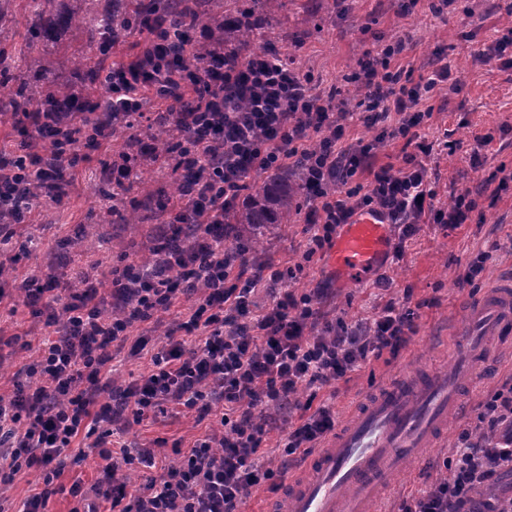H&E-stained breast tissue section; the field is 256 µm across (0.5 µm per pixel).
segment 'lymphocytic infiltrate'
Instances as JSON below:
<instances>
[{"label":"lymphocytic infiltrate","mask_w":512,"mask_h":512,"mask_svg":"<svg viewBox=\"0 0 512 512\" xmlns=\"http://www.w3.org/2000/svg\"><path fill=\"white\" fill-rule=\"evenodd\" d=\"M403 49L399 41L381 45L361 62L360 88L371 113L367 125L377 130L372 140L354 136L349 112L335 109L284 59L259 54L240 65L225 61L218 46L196 69L190 80L193 103L166 115L192 133L182 165L203 169L194 191L176 205L177 222L196 228L194 241L174 252L155 247L151 263L113 269L107 282L82 271L81 287L65 296L54 282L25 291L46 324L59 322L64 329L39 344L25 369L29 384H14L9 397L0 396V486L25 469L42 474V488L20 512H45L49 500L64 491L57 480L80 435L102 462L91 488L76 482L66 490L83 501L82 512H101L105 504L122 512H239L252 488L274 476L265 466L270 451L263 443L280 415L297 412L283 448L286 456L305 461L335 431L336 415L318 402L319 392L360 368L369 355L399 356L414 331L411 309L390 301L354 324H324L315 306L325 294L321 288L257 305L259 288L281 280V270L269 263L266 276L229 286L247 260L243 248H225L222 229L246 174L285 165L299 168L312 191L309 226L317 250L331 246L338 228L365 211L396 229L398 259L418 225L454 229L467 223L475 207L469 192L449 206L434 204L436 191L421 161L433 146L413 130L431 116L419 104L436 82L404 84L403 70L394 64ZM176 67L166 38L158 37L138 60L112 70V105L97 115L98 136H109L114 121L137 117L148 95L179 96ZM397 135L407 137L412 152L400 167L375 166L376 140ZM364 169L373 173L368 192L323 188L326 181ZM22 178L39 181L54 195L64 193L61 170L23 168L0 150V216L14 225L25 218L11 194ZM184 301L190 304L188 317L170 322L165 346L151 356L148 371L121 389L118 403H98L103 385L115 381L113 343L125 340L134 323ZM216 403L224 406L219 432L129 490L125 469L137 460L154 463L155 453L110 447L112 422L127 412L138 419L170 405L206 417ZM446 465L449 477L403 500L400 512H512V498L476 499L479 491L494 488L503 469L512 470V381L489 395L477 425L458 432Z\"/></svg>","instance_id":"lymphocytic-infiltrate-1"}]
</instances>
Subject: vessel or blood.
Here are the masks:
<instances>
[{
    "instance_id": "1",
    "label": "vessel or blood",
    "mask_w": 512,
    "mask_h": 512,
    "mask_svg": "<svg viewBox=\"0 0 512 512\" xmlns=\"http://www.w3.org/2000/svg\"><path fill=\"white\" fill-rule=\"evenodd\" d=\"M386 226L365 213L347 225L332 250V264L344 278L367 273L384 257ZM497 335L512 344V283L501 285L473 307L457 337L463 347L458 367H479L482 339ZM463 392L437 370L419 376L401 368L395 385L366 397L361 409L289 477L270 512H372L392 475L435 447L449 410Z\"/></svg>"
}]
</instances>
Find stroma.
Returning a JSON list of instances; mask_svg holds the SVG:
<instances>
[{
	"label": "stroma",
	"mask_w": 512,
	"mask_h": 512,
	"mask_svg": "<svg viewBox=\"0 0 512 512\" xmlns=\"http://www.w3.org/2000/svg\"><path fill=\"white\" fill-rule=\"evenodd\" d=\"M510 26L512 0H452L448 6L442 0H418L406 14L400 0H287L278 19L254 35L251 52L281 48L318 92L333 94L338 103L347 102L349 92L356 90L354 78L363 54L379 43L405 40L401 63L411 68L414 76H430L439 55L451 68L450 79L438 83L422 102L433 116L421 133L436 145L443 136H451L457 148L451 154L436 148L424 163L429 176L436 179V206H448L463 191L476 192L477 208L470 223L453 230L437 224L420 225L402 260L386 258L372 273L349 281L330 269L329 250L309 253L302 213L291 223L267 229L262 248L247 255L249 269L274 261L293 271L275 289L259 292L257 300L264 306L273 304L285 291L301 295L324 288L328 291L321 304L324 318L351 323L372 315L377 303L374 282L385 275L392 282L386 298L414 309L416 333L398 357L385 353L371 358L362 369L340 380L333 391H320V399L328 400L335 412L337 425L347 423L365 395L393 381L401 364L456 372L462 350L455 331L466 321L470 304L512 276V188L494 201L479 192L496 167L512 169V69H502L496 61H472L475 51ZM455 79L462 84V92L452 91ZM463 117L468 120L464 127L458 124ZM486 134L494 140L483 149L478 139ZM477 151L484 158V166L478 170L470 161ZM121 161V149L112 140L102 141L97 148L79 147L76 157L64 165L70 186L63 201L34 207L30 223L0 245L1 251L16 259L5 282L13 294L12 308L0 313V366L8 376L0 390L10 391V377L30 361L29 342L55 336L53 328L39 322L22 301L25 285L33 280L42 284L52 276L64 286L74 279L83 259L99 261L100 272L106 273L148 256L157 246L158 224L152 205L168 192L170 170L157 165L148 179L132 185L128 195L141 204V219L127 224L113 214L114 185L101 175L104 168ZM87 227L96 231L95 244L77 247L78 234ZM481 252L486 255L482 274L474 283L464 282L468 263ZM162 342L153 322L134 324L125 350L114 361L120 382L144 374L147 353L157 351ZM482 350L485 359L481 367L462 377L465 397L449 413L438 446L411 461L391 480L381 504L383 512H398L404 498L446 476L444 462L460 427L475 422L487 394L512 378V346L488 336ZM210 426V421H197L195 412L170 406L138 422L114 424L112 441L117 446L140 448L159 445L167 458L174 460L180 450L204 438Z\"/></svg>",
	"instance_id": "1"
}]
</instances>
